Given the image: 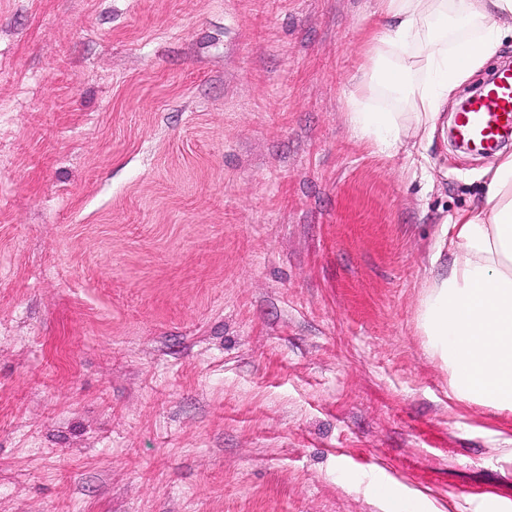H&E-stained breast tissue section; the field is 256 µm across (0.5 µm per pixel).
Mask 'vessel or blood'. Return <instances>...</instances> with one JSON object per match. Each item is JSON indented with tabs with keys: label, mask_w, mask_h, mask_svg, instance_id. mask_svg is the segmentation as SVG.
Segmentation results:
<instances>
[{
	"label": "vessel or blood",
	"mask_w": 512,
	"mask_h": 512,
	"mask_svg": "<svg viewBox=\"0 0 512 512\" xmlns=\"http://www.w3.org/2000/svg\"><path fill=\"white\" fill-rule=\"evenodd\" d=\"M458 140L493 147L512 129V65L500 68L471 95L454 119Z\"/></svg>",
	"instance_id": "1"
}]
</instances>
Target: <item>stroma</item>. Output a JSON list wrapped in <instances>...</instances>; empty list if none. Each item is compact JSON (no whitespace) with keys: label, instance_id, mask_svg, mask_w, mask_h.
<instances>
[{"label":"stroma","instance_id":"obj_1","mask_svg":"<svg viewBox=\"0 0 512 512\" xmlns=\"http://www.w3.org/2000/svg\"><path fill=\"white\" fill-rule=\"evenodd\" d=\"M376 9L0 0V512H512L417 325L512 147L353 137Z\"/></svg>","mask_w":512,"mask_h":512}]
</instances>
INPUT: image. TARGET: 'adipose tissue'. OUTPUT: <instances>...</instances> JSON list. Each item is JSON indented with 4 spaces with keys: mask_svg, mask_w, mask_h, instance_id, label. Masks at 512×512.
<instances>
[{
    "mask_svg": "<svg viewBox=\"0 0 512 512\" xmlns=\"http://www.w3.org/2000/svg\"><path fill=\"white\" fill-rule=\"evenodd\" d=\"M509 21L512 0H380L365 94L401 109L354 102V137L389 155L432 138L450 94ZM451 229V261L421 301L426 347L447 368L457 400L512 411V155L491 173L481 205L459 212Z\"/></svg>",
    "mask_w": 512,
    "mask_h": 512,
    "instance_id": "adipose-tissue-1",
    "label": "adipose tissue"
}]
</instances>
